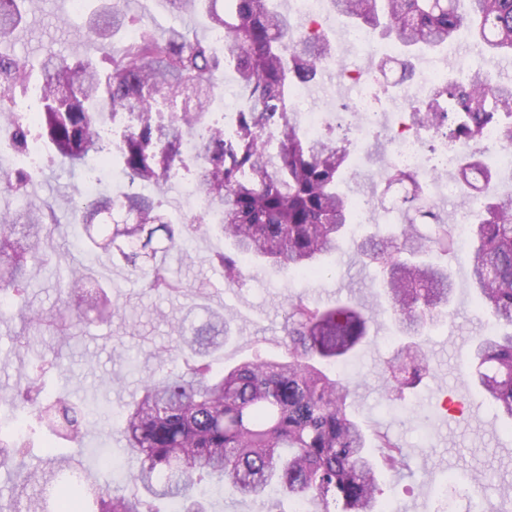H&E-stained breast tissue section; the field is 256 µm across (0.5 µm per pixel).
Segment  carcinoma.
Listing matches in <instances>:
<instances>
[{"label":"carcinoma","instance_id":"1","mask_svg":"<svg viewBox=\"0 0 512 512\" xmlns=\"http://www.w3.org/2000/svg\"><path fill=\"white\" fill-rule=\"evenodd\" d=\"M112 0L92 13L90 33L107 42L116 31L136 25L122 3ZM178 14H203L213 32L224 34L218 48L204 36L172 29L158 36L141 27L137 40L99 62L48 54L28 62L14 51L24 23L22 0H0V121L11 127L10 154L0 155V181L21 199L0 212V293L10 312L23 320L54 324L60 330L104 308L108 298L80 269L71 270L65 298L47 312L29 308L26 271L40 259L50 234L51 206L25 199L26 177L10 156L35 138L60 164L84 166L91 155L112 161L108 120L126 112L135 122L120 135L117 158L127 182L115 191L75 190L72 216L83 224V251L102 250L141 272L149 288L176 291L157 255L203 231L209 223L224 234V274L244 276L243 262L262 260L284 272H327L323 259L336 253L352 224L354 199L342 189L347 179V145L331 136L303 135L291 94L318 79L332 59L320 23L306 32L292 29L279 0H166ZM333 13L356 28L401 50L400 84L417 74L413 59L442 53L465 35L482 55L512 51V0H330ZM233 70L246 97L238 134L210 120L216 73ZM36 92L35 125L10 106L15 90ZM181 98L183 111L166 118L153 111L154 97ZM416 125L442 137L476 144L489 127L512 141V85H489L477 73L431 88L412 113ZM456 184L470 200L473 225L469 286L477 308L494 322L478 337L473 356L481 360L478 387L512 430V194L493 190L500 170L483 155L459 159ZM190 176L202 195V216L172 224L158 196ZM389 182L409 181L414 189L396 203L404 220L429 218L434 232L417 229L395 235L378 229L358 244L360 254L380 269L395 321L407 335L444 322L456 284L448 267L426 259L453 250L434 205L422 195L415 172L395 169ZM111 226L96 239L95 223ZM228 319L210 313L193 336H179L174 351L142 382L125 405L117 431L138 466L130 475L134 491L115 495L81 470L74 456L46 457L33 465L34 427L75 441L97 407L58 397L47 403L43 375L60 370V360L41 359L26 385L0 405L31 416L26 430L0 426V468L25 471L23 512H208L200 486L214 479L254 499L276 488L310 506L306 512H391L382 499L386 476L406 467V453L384 433H369L350 411L349 382L336 364L369 336L372 317L340 303L317 307L289 303L286 354L258 355L217 370L214 353ZM395 387H413L429 374L422 347L404 344L387 363Z\"/></svg>","mask_w":512,"mask_h":512}]
</instances>
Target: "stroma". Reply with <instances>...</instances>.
Segmentation results:
<instances>
[{
  "instance_id": "obj_1",
  "label": "stroma",
  "mask_w": 512,
  "mask_h": 512,
  "mask_svg": "<svg viewBox=\"0 0 512 512\" xmlns=\"http://www.w3.org/2000/svg\"><path fill=\"white\" fill-rule=\"evenodd\" d=\"M85 23V15L70 0H29L27 20L16 33L15 51L23 59L56 53L99 60L101 46L83 34ZM389 78L390 86L375 88L379 127L363 141L351 143L349 149L352 194L377 191L390 203L401 195L402 187L387 185L378 173L389 163L386 130L401 111L402 99L392 86L397 72H390ZM352 96L346 83L328 75L323 89L306 87L303 95L293 97L292 106L297 112H325L330 124H347ZM31 180L40 186L32 201L51 202L56 222L50 229L46 262L29 266L26 296L34 309L49 311L60 302L71 266L85 259L78 248L84 229L75 223L70 205L82 173L48 160ZM356 245V237L346 239L341 253L328 259V273L318 279H292L253 269L232 284L215 261L216 253L224 248L223 237L214 232L201 234L188 250L170 252L166 258L170 278L181 285L173 293L144 288L127 267L100 254L94 276L108 287L111 322L99 320L93 311L88 321L61 336L44 326L23 327L10 314L0 316V394L24 385L36 359L59 355L65 369L45 375V394L93 400L107 413L90 420L80 441L53 443L58 453L75 455L113 493L126 495L132 489L129 475L136 461L114 433L108 413L138 394L142 379L157 366L158 353L172 346L178 326L191 324L193 314L206 308L232 312L233 337L225 342L216 361L222 368L254 355H283L290 301L300 299L319 306L351 302L375 317L367 343L343 365L352 382L351 410L368 431L387 433L408 453L407 469L385 478V499L398 512H436L438 490L448 477L465 481L477 475L485 488L475 499L449 493L457 512H512V432L468 380L472 344L487 327V318L478 311L468 286V249L432 256L433 261L448 266L458 284L457 296L448 320L427 335L431 376L416 391L393 401L386 389V363L400 342V333L382 293L379 270L358 255ZM104 456L111 457V470L101 467Z\"/></svg>"
}]
</instances>
